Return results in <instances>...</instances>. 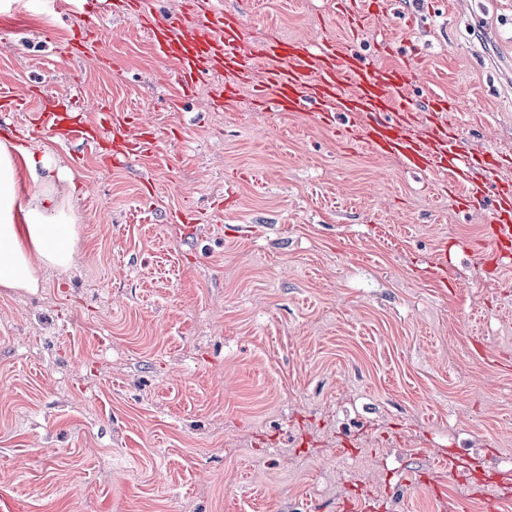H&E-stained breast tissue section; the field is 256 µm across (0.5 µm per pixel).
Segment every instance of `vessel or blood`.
<instances>
[{"label":"vessel or blood","mask_w":512,"mask_h":512,"mask_svg":"<svg viewBox=\"0 0 512 512\" xmlns=\"http://www.w3.org/2000/svg\"><path fill=\"white\" fill-rule=\"evenodd\" d=\"M186 6L197 16L190 25L178 15H157L153 0H76L75 27L88 51L99 44L100 22L106 15H136L145 19L157 57L176 63L184 87L194 86L211 69H222L224 81L212 90L216 103L232 104L240 87H248L256 111L287 112L302 122L322 126L347 144L396 155L404 167L436 176L443 190L465 186L460 205L493 199L488 247L498 264L512 263V185L470 181L482 156L449 133L447 125L437 122V115L450 109L447 99L436 97L424 106L414 105L406 93L414 80L412 71L378 67L352 43L331 34L313 45L276 36L250 38L214 0H187ZM338 8L353 35L375 17L365 0H338ZM32 97L25 86L1 89L0 111H23ZM344 112L352 115V122L337 123V115ZM104 120L111 127V164L154 151L153 134L137 130L129 117L115 113L105 115ZM44 130L54 132L65 145L77 138L91 147L96 144L83 124L61 126L58 114L47 105L29 124L15 127L14 133L25 140Z\"/></svg>","instance_id":"vessel-or-blood-1"}]
</instances>
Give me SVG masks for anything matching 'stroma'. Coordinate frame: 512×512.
Listing matches in <instances>:
<instances>
[{"mask_svg": "<svg viewBox=\"0 0 512 512\" xmlns=\"http://www.w3.org/2000/svg\"><path fill=\"white\" fill-rule=\"evenodd\" d=\"M0 0V86L144 117L113 168L43 135L82 186L72 269L0 289V512H512V268L490 207L241 89L186 92L130 15L72 53V0ZM249 36L346 39L336 0H215ZM356 40L512 182V0H378ZM411 43L413 60L380 51ZM183 211L185 232L168 217ZM448 246V263L434 257ZM489 484L452 481L448 456Z\"/></svg>", "mask_w": 512, "mask_h": 512, "instance_id": "35a3bbf8", "label": "stroma"}]
</instances>
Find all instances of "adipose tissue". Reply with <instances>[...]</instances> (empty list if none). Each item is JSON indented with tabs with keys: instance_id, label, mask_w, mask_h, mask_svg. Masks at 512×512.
<instances>
[{
	"instance_id": "ef3b65f1",
	"label": "adipose tissue",
	"mask_w": 512,
	"mask_h": 512,
	"mask_svg": "<svg viewBox=\"0 0 512 512\" xmlns=\"http://www.w3.org/2000/svg\"><path fill=\"white\" fill-rule=\"evenodd\" d=\"M78 195L49 151L0 140V289L35 294L42 272L71 269Z\"/></svg>"
}]
</instances>
